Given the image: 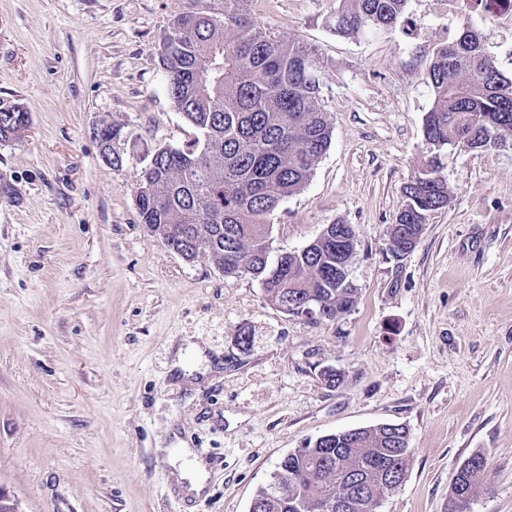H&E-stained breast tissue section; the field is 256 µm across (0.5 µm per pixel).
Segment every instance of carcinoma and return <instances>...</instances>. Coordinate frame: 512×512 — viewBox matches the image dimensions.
<instances>
[{
    "label": "carcinoma",
    "mask_w": 512,
    "mask_h": 512,
    "mask_svg": "<svg viewBox=\"0 0 512 512\" xmlns=\"http://www.w3.org/2000/svg\"><path fill=\"white\" fill-rule=\"evenodd\" d=\"M408 0H336L328 24L357 36L408 23ZM487 15L512 13V0H463ZM251 0H224V16H178L164 34L159 55L168 94L197 136L182 149L160 147L154 167L144 169L135 190L142 223L187 259L204 257L226 275L258 280L268 302L299 304L314 293L328 320L348 312L354 289L341 287L354 258L336 243L313 251L285 252L275 259L268 244V218L308 182L331 143L324 111L320 62L313 49L280 40L251 17ZM427 78L433 102L423 134L438 151L466 145L496 148L512 135V78L485 52L478 31L466 27L430 52ZM29 125L18 104H0V141ZM433 157L403 186L401 224L448 206V188ZM409 445L393 442L375 427L333 443L309 442L285 455L273 481L254 495L257 512H336L324 506L336 482L364 490L370 499L409 469ZM455 474L476 495L487 465Z\"/></svg>",
    "instance_id": "obj_1"
}]
</instances>
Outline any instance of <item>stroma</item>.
I'll use <instances>...</instances> for the list:
<instances>
[{"label": "stroma", "mask_w": 512, "mask_h": 512, "mask_svg": "<svg viewBox=\"0 0 512 512\" xmlns=\"http://www.w3.org/2000/svg\"><path fill=\"white\" fill-rule=\"evenodd\" d=\"M332 7L253 5L266 31L316 49L332 127L270 216L272 247L301 250L329 224L358 235L356 302L315 322L251 277L184 260L136 205L150 153L196 135L159 43L175 17L224 0H0V102L30 114L0 142V489L20 512H249L284 454L382 423L408 428L412 455L378 512H448L478 450L468 512H512V149L438 152L422 129L429 51L469 26L510 77L512 14L409 0L411 32L341 37ZM105 124L130 136L121 166L100 156ZM434 155L450 203L395 256L402 188ZM185 447L207 465L198 496L177 483ZM470 456L472 458L478 459L480 461V465L468 472L463 473V476L459 474L457 469L450 485V493L448 495V512H466L470 501L479 490L480 480L487 465V458L480 451H475ZM459 483H462V485L464 484L467 489H470V498L459 501L454 498L453 491L457 488Z\"/></svg>", "instance_id": "1"}]
</instances>
